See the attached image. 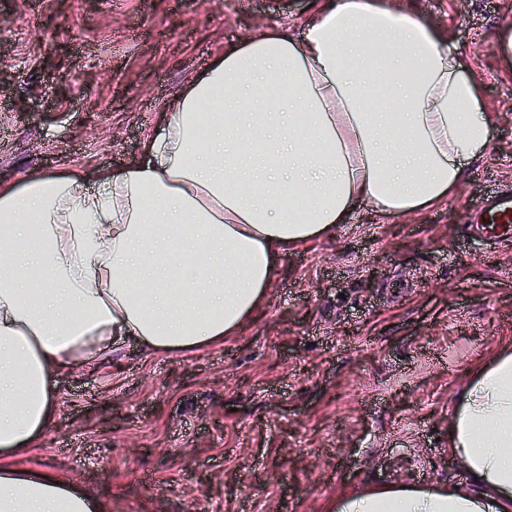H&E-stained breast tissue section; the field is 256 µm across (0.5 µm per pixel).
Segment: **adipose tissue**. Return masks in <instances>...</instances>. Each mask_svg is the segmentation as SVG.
Listing matches in <instances>:
<instances>
[{
	"label": "adipose tissue",
	"instance_id": "ef3b65f1",
	"mask_svg": "<svg viewBox=\"0 0 512 512\" xmlns=\"http://www.w3.org/2000/svg\"><path fill=\"white\" fill-rule=\"evenodd\" d=\"M489 140L478 80L435 29L327 0L302 39L226 48L126 166L0 184V512H105L11 462L52 426L58 372L130 340L222 342L288 251L358 203L397 218L444 200ZM448 452L469 486H377L327 512H512V348L473 371Z\"/></svg>",
	"mask_w": 512,
	"mask_h": 512
}]
</instances>
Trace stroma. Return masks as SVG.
<instances>
[{"label": "stroma", "instance_id": "35a3bbf8", "mask_svg": "<svg viewBox=\"0 0 512 512\" xmlns=\"http://www.w3.org/2000/svg\"><path fill=\"white\" fill-rule=\"evenodd\" d=\"M459 48L491 120L453 194L393 219L357 204L282 259L235 336L130 341L56 377L52 429L18 456L107 512H325L348 490L464 485L453 406L512 346V246L467 212L512 185V0H387ZM324 0H0V182L124 166L225 48L301 38Z\"/></svg>", "mask_w": 512, "mask_h": 512}]
</instances>
